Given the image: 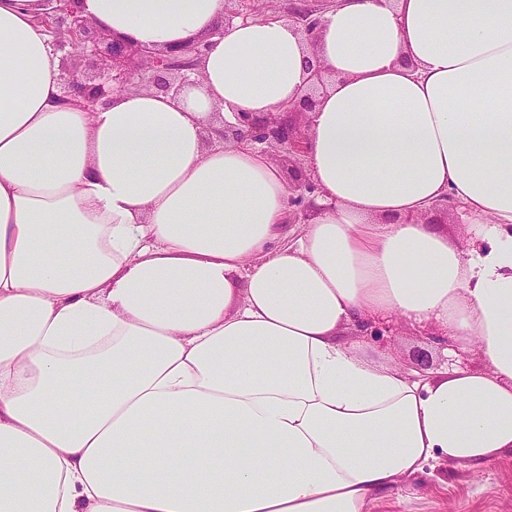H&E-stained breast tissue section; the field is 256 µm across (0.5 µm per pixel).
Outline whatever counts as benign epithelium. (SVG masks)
Returning a JSON list of instances; mask_svg holds the SVG:
<instances>
[{
  "label": "benign epithelium",
  "instance_id": "7a95c632",
  "mask_svg": "<svg viewBox=\"0 0 512 512\" xmlns=\"http://www.w3.org/2000/svg\"><path fill=\"white\" fill-rule=\"evenodd\" d=\"M56 6L48 12L42 24L52 34L54 45L63 50L67 47L77 55L90 59L99 56L103 68L99 75L90 78L76 69L67 70L62 82L66 96L80 94L88 110L112 96L115 92L131 89L141 83L148 89L177 95L190 82L195 71V61L201 55L204 44L196 43L185 48L155 54L146 47L120 41L95 29L91 23L70 6L71 0H54ZM335 5L334 0H288V6L262 15L253 9L225 10L224 23L236 19L243 21L261 16L271 19L287 18L295 24L307 39H312L322 25L324 14ZM238 127L224 132L228 141L244 136L258 146H271L288 155L303 154V139L295 127L284 126L272 118L260 119L250 112L237 113ZM316 184L310 177L299 174L292 182L294 224L305 216L313 203Z\"/></svg>",
  "mask_w": 512,
  "mask_h": 512
}]
</instances>
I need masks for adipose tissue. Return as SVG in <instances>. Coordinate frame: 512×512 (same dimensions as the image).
<instances>
[{"mask_svg":"<svg viewBox=\"0 0 512 512\" xmlns=\"http://www.w3.org/2000/svg\"><path fill=\"white\" fill-rule=\"evenodd\" d=\"M74 2L205 49L180 95L90 112L49 0H0V512H368L512 459V0H338L310 41L225 0ZM240 112L304 124V223L225 142ZM445 198L466 245L427 220ZM378 319L484 366L397 365L356 340Z\"/></svg>","mask_w":512,"mask_h":512,"instance_id":"1","label":"adipose tissue"}]
</instances>
